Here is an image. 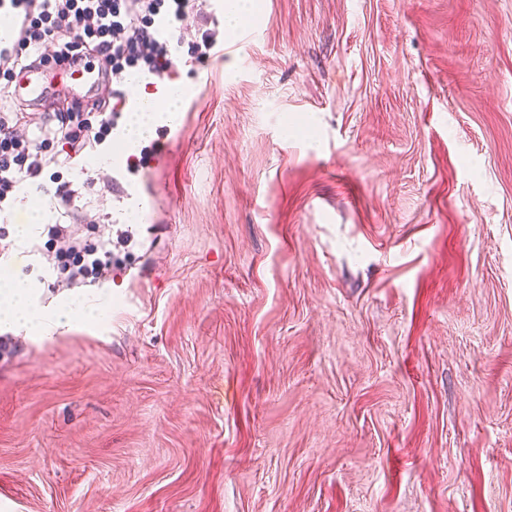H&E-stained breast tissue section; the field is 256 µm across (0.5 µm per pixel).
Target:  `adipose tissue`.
<instances>
[{"label": "adipose tissue", "mask_w": 512, "mask_h": 512, "mask_svg": "<svg viewBox=\"0 0 512 512\" xmlns=\"http://www.w3.org/2000/svg\"><path fill=\"white\" fill-rule=\"evenodd\" d=\"M183 96L184 90L178 85L173 86L159 101L152 93H145L144 105L128 118L124 140L133 143L151 138L163 115L179 111ZM37 300L35 288L11 280H0V327L29 325L40 340L49 341L57 328L68 325L89 310L88 305L75 300L61 302L52 309L44 310L38 308Z\"/></svg>", "instance_id": "ef3b65f1"}]
</instances>
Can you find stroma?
I'll list each match as a JSON object with an SVG mask.
<instances>
[{"label":"stroma","mask_w":512,"mask_h":512,"mask_svg":"<svg viewBox=\"0 0 512 512\" xmlns=\"http://www.w3.org/2000/svg\"><path fill=\"white\" fill-rule=\"evenodd\" d=\"M257 4L179 23L226 54L175 126L49 139L0 212V270L105 308L0 329V512H512V0ZM51 224L130 236L71 283ZM255 0H226L224 10V30L234 34L255 10Z\"/></svg>","instance_id":"1"}]
</instances>
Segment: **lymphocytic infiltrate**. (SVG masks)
I'll list each match as a JSON object with an SVG mask.
<instances>
[{
	"instance_id": "1",
	"label": "lymphocytic infiltrate",
	"mask_w": 512,
	"mask_h": 512,
	"mask_svg": "<svg viewBox=\"0 0 512 512\" xmlns=\"http://www.w3.org/2000/svg\"><path fill=\"white\" fill-rule=\"evenodd\" d=\"M193 0H0V11L11 18L16 38L0 45V66L16 69L28 60L29 48L59 42L54 62H80L94 53L112 76V97L123 100L129 69L164 75L174 64L177 49L167 35L172 21L182 20ZM120 117L118 109L68 112L56 129L73 152L102 144ZM43 141L21 139L9 112L0 113V209L10 205L22 182L38 178L50 163ZM53 237L67 240L56 260L73 280L98 279L112 266L108 246H87L68 237L67 227L55 224Z\"/></svg>"
}]
</instances>
